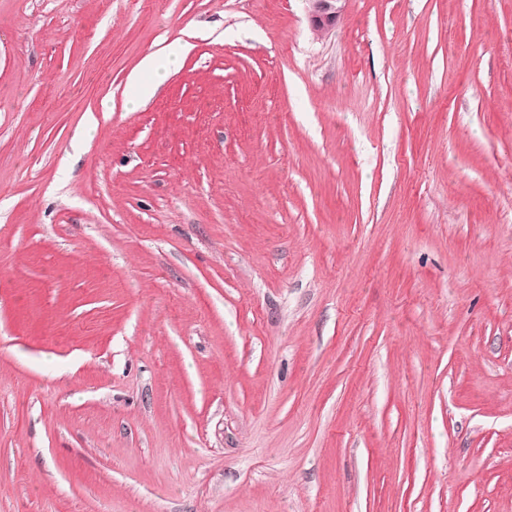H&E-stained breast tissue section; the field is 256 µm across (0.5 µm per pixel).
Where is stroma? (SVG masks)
<instances>
[{
	"instance_id": "1",
	"label": "stroma",
	"mask_w": 512,
	"mask_h": 512,
	"mask_svg": "<svg viewBox=\"0 0 512 512\" xmlns=\"http://www.w3.org/2000/svg\"><path fill=\"white\" fill-rule=\"evenodd\" d=\"M0 512H512V0H0ZM308 3V17L312 30L317 36L329 33L341 19L346 0H305ZM190 50L188 43L176 40L157 51L147 53L127 78L128 84L134 89L133 104L152 99Z\"/></svg>"
}]
</instances>
